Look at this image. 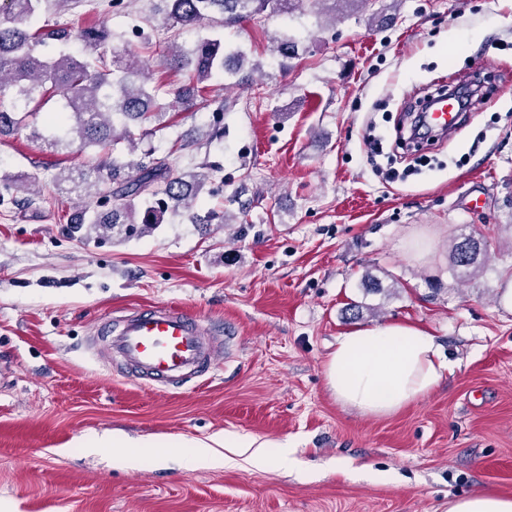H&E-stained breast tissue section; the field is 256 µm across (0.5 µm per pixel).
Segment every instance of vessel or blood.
Returning a JSON list of instances; mask_svg holds the SVG:
<instances>
[{
    "instance_id": "b4317fda",
    "label": "vessel or blood",
    "mask_w": 512,
    "mask_h": 512,
    "mask_svg": "<svg viewBox=\"0 0 512 512\" xmlns=\"http://www.w3.org/2000/svg\"><path fill=\"white\" fill-rule=\"evenodd\" d=\"M461 118L445 99L428 114L430 125L445 133ZM233 345V336L175 305L126 309L98 323L88 338L102 367L157 388H180L213 374L219 354L231 353Z\"/></svg>"
}]
</instances>
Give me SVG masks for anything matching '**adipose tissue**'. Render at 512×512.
Here are the masks:
<instances>
[{"label":"adipose tissue","instance_id":"obj_1","mask_svg":"<svg viewBox=\"0 0 512 512\" xmlns=\"http://www.w3.org/2000/svg\"><path fill=\"white\" fill-rule=\"evenodd\" d=\"M448 365L442 360L435 336L413 325L387 324L356 329L338 336L324 365L326 385L340 404L362 414L387 416L430 393ZM225 447L241 449L248 461L264 468L292 460V450L282 443L228 438ZM84 449H111L126 462L153 464L169 454L180 456L192 470L216 459L211 443H186L178 439L131 443L120 437H95Z\"/></svg>","mask_w":512,"mask_h":512}]
</instances>
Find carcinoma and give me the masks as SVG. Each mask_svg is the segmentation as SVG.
<instances>
[{"instance_id":"cac0c4a2","label":"carcinoma","mask_w":512,"mask_h":512,"mask_svg":"<svg viewBox=\"0 0 512 512\" xmlns=\"http://www.w3.org/2000/svg\"><path fill=\"white\" fill-rule=\"evenodd\" d=\"M81 0H0V136L11 135L27 126V118L41 103L59 96L56 110L47 118L48 134L33 131L51 150L97 147L110 151L125 141L135 148L129 122L141 126L164 125L169 105L158 101L157 93L173 97L185 110L204 99L209 82L244 66L246 56L236 50L224 51L221 39H206L187 53L166 49L164 60L175 70L185 72L184 84L167 90L148 87L149 77L128 40L112 46V32L102 23L82 29L78 35L39 17L60 3ZM154 15L165 29L185 28L221 16L225 27L237 26L264 14L289 15L305 0H153ZM331 12L365 7L370 0H315ZM97 51L95 58L83 61L63 50L72 38ZM275 50L284 59L295 55L297 43L283 32ZM179 157H162L147 151L138 158H105L56 176L70 193L89 186L115 183L112 194L121 198L109 205L104 195L96 208L83 211L75 221L78 229H106L126 237L149 233L167 212L189 210L198 194L210 182L215 169L196 172L178 170ZM33 178L28 174L0 179V206L31 207L36 199L28 195ZM487 255L483 239L467 236L452 244L448 258L453 271L466 276L475 271L479 256Z\"/></svg>"}]
</instances>
